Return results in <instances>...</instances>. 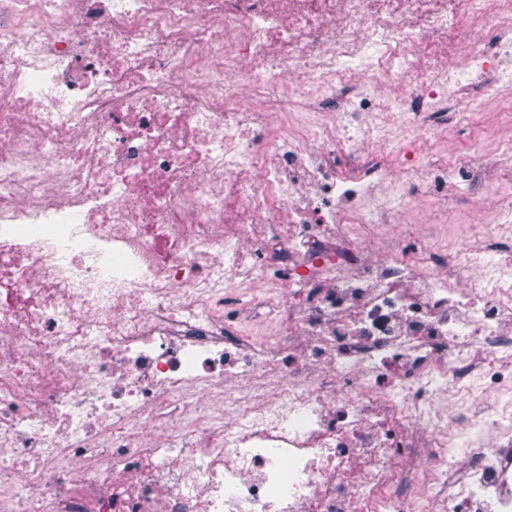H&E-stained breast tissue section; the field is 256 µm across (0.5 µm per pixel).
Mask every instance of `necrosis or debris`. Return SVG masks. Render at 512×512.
Masks as SVG:
<instances>
[{
  "instance_id": "necrosis-or-debris-1",
  "label": "necrosis or debris",
  "mask_w": 512,
  "mask_h": 512,
  "mask_svg": "<svg viewBox=\"0 0 512 512\" xmlns=\"http://www.w3.org/2000/svg\"><path fill=\"white\" fill-rule=\"evenodd\" d=\"M511 51L512 0H0V512H512V261L361 201Z\"/></svg>"
}]
</instances>
